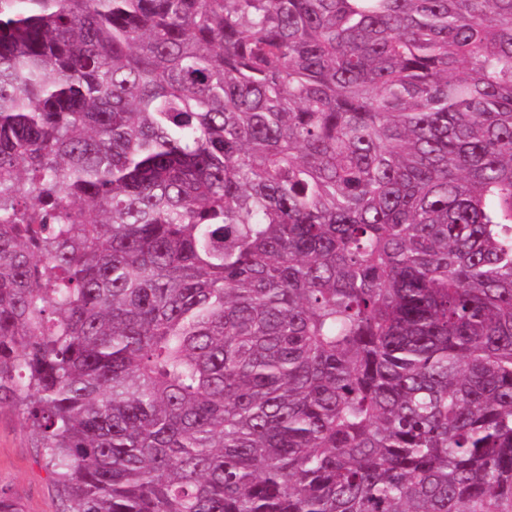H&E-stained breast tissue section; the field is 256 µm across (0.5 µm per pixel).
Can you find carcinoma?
<instances>
[{
  "mask_svg": "<svg viewBox=\"0 0 512 512\" xmlns=\"http://www.w3.org/2000/svg\"><path fill=\"white\" fill-rule=\"evenodd\" d=\"M64 512H512V0H0V407Z\"/></svg>",
  "mask_w": 512,
  "mask_h": 512,
  "instance_id": "1",
  "label": "carcinoma"
}]
</instances>
